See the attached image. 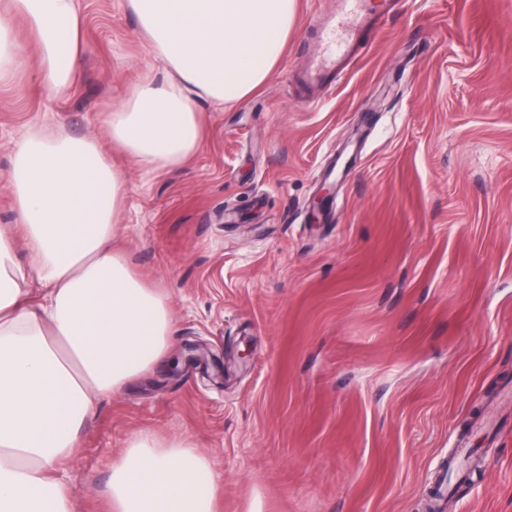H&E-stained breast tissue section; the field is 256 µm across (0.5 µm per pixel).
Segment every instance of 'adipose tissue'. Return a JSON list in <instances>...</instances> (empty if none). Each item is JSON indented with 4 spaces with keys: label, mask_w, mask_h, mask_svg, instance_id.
<instances>
[{
    "label": "adipose tissue",
    "mask_w": 512,
    "mask_h": 512,
    "mask_svg": "<svg viewBox=\"0 0 512 512\" xmlns=\"http://www.w3.org/2000/svg\"><path fill=\"white\" fill-rule=\"evenodd\" d=\"M296 0H126L155 60L106 112L113 147L149 171L181 166L201 142L200 100H240L280 60ZM80 0H8L0 10V84L35 65L48 90L80 80ZM36 53L12 49L14 17ZM69 48L61 50L60 36ZM13 233L0 229V512H72L66 467L98 400L167 354L166 295L133 272L112 239L123 171L97 138L42 114L12 145ZM209 459L184 441L136 436L112 463L109 512H216Z\"/></svg>",
    "instance_id": "adipose-tissue-1"
}]
</instances>
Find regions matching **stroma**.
I'll return each mask as SVG.
<instances>
[{
  "label": "stroma",
  "mask_w": 512,
  "mask_h": 512,
  "mask_svg": "<svg viewBox=\"0 0 512 512\" xmlns=\"http://www.w3.org/2000/svg\"><path fill=\"white\" fill-rule=\"evenodd\" d=\"M383 4L319 105L298 81L343 0H298L280 61L247 97L202 103L181 167L113 154L127 184L113 245L166 293L178 335L81 428L74 512H106L111 464L140 434L208 457L220 512H426L460 442L482 461L446 512H512V0L359 12ZM82 6L72 95L32 66L0 87V222L18 133L52 112L106 140V107L153 62L124 0ZM188 341L223 369L189 363Z\"/></svg>",
  "instance_id": "stroma-1"
}]
</instances>
